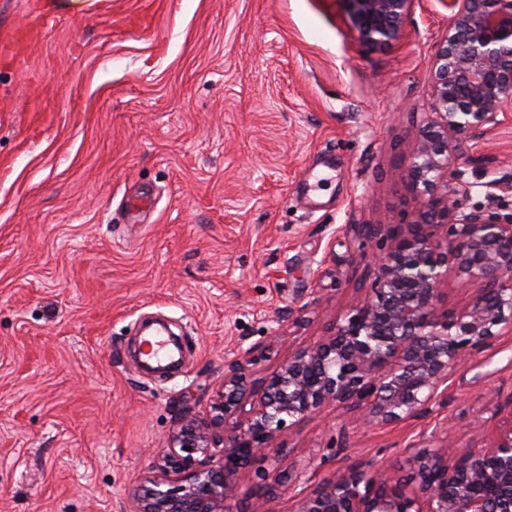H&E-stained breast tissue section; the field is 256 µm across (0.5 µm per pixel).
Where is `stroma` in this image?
<instances>
[{
	"mask_svg": "<svg viewBox=\"0 0 512 512\" xmlns=\"http://www.w3.org/2000/svg\"><path fill=\"white\" fill-rule=\"evenodd\" d=\"M46 2L0 0V512H131L183 395L206 404L225 363L266 343L261 384L368 292L336 231L416 211L401 169L432 117L448 8L414 0L371 50L342 0ZM458 165L466 208L511 214L512 112ZM132 195L152 200L133 219ZM156 315L183 346L173 372L134 355ZM511 416L512 335L459 365L430 416L358 429L330 406L281 441L313 455L317 482L370 459L401 469L421 441L488 444ZM263 483L292 512L267 460L231 507Z\"/></svg>",
	"mask_w": 512,
	"mask_h": 512,
	"instance_id": "35a3bbf8",
	"label": "stroma"
}]
</instances>
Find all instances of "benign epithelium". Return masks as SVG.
<instances>
[{"label":"benign epithelium","instance_id":"1","mask_svg":"<svg viewBox=\"0 0 512 512\" xmlns=\"http://www.w3.org/2000/svg\"><path fill=\"white\" fill-rule=\"evenodd\" d=\"M365 46L401 35L413 0H344ZM448 36L435 59V118L403 169L420 200L409 224H349L374 259L373 286L326 334L288 356L252 393L265 360L252 346L224 365L203 411L184 401L153 457L134 512H231L242 473L258 459L282 465L296 448L281 435L331 405L357 427L427 417L472 353L512 334V215L464 208L470 184L456 166L466 142L512 112V0H445ZM454 275L470 303L441 309ZM409 474L393 484L368 460L296 495L293 512H512V420L484 447L408 449ZM238 512H280L273 488Z\"/></svg>","mask_w":512,"mask_h":512}]
</instances>
